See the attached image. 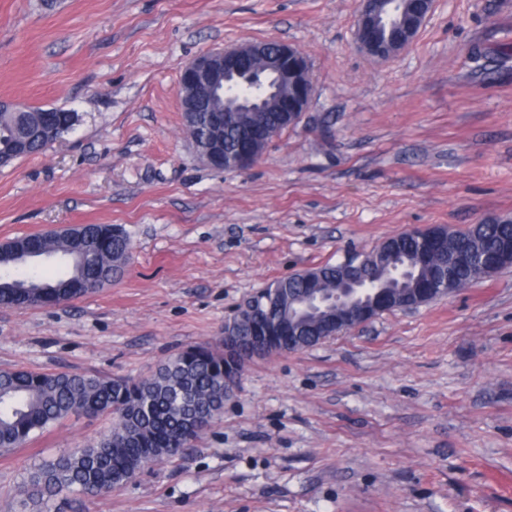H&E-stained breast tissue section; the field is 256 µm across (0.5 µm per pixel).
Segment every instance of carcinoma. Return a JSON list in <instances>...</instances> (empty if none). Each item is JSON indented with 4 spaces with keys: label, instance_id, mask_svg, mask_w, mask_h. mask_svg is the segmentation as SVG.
Here are the masks:
<instances>
[{
    "label": "carcinoma",
    "instance_id": "carcinoma-1",
    "mask_svg": "<svg viewBox=\"0 0 512 512\" xmlns=\"http://www.w3.org/2000/svg\"><path fill=\"white\" fill-rule=\"evenodd\" d=\"M42 107L27 112L0 110V155L12 159L43 151L29 129ZM277 127L274 112H233L223 123L224 153L231 154L239 132L237 119ZM448 244L423 242L395 235L388 247L398 253L381 263L383 270L411 266L414 275L399 282L398 292L426 288L445 276L455 291L478 281L479 264L494 272L512 267V220L486 219L476 232L450 233ZM21 251L41 257H64L67 271L45 275L16 253H0V301L10 306L43 307L77 299L117 278L127 264L131 244L119 228L89 224L76 237L34 234L24 239ZM340 265L325 264L320 276L310 281L293 275L278 279L253 296L271 307L261 318L246 319L237 334L221 337L212 346L187 347L141 379L102 378L84 373H42L18 369L0 370V454L22 447L36 432H43L72 416H108L110 431L96 442L64 452L32 469L19 486V512H52L62 493L103 496L122 487L145 466L176 457L224 410V380L237 378L253 358L247 339L260 336L265 354L288 347V337L277 333V324L288 319V307L304 288L328 292L336 287ZM336 318V308L304 316L303 339L319 342L314 329Z\"/></svg>",
    "mask_w": 512,
    "mask_h": 512
}]
</instances>
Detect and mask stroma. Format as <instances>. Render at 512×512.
<instances>
[{
    "label": "stroma",
    "mask_w": 512,
    "mask_h": 512,
    "mask_svg": "<svg viewBox=\"0 0 512 512\" xmlns=\"http://www.w3.org/2000/svg\"><path fill=\"white\" fill-rule=\"evenodd\" d=\"M359 0H0V100L74 113L0 168V243L72 224L130 239L123 272L56 306H0V369L148 376L216 344L272 281L436 225L512 219V0H435L385 61ZM276 40L315 92L253 165L203 164L180 74ZM72 417L0 456V512L35 464L98 440ZM57 512H512V268L313 347L259 357L190 448Z\"/></svg>",
    "instance_id": "obj_1"
}]
</instances>
